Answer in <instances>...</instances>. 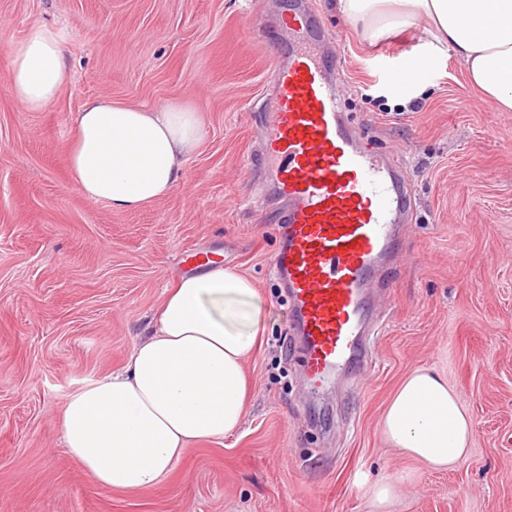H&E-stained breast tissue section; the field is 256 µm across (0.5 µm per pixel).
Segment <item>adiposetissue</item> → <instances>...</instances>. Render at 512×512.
I'll use <instances>...</instances> for the list:
<instances>
[{
  "instance_id": "obj_1",
  "label": "adipose tissue",
  "mask_w": 512,
  "mask_h": 512,
  "mask_svg": "<svg viewBox=\"0 0 512 512\" xmlns=\"http://www.w3.org/2000/svg\"><path fill=\"white\" fill-rule=\"evenodd\" d=\"M370 42L417 27L424 64L454 56L500 111L512 112V0H336ZM69 80L56 29L31 26L10 48V89L24 108L53 101ZM201 140L195 112L87 101L71 128L67 165L84 197L129 211L180 184ZM265 316L254 284L217 264L179 277L155 310L150 333L125 364L65 399L60 428L69 454L103 490L136 493L166 481L186 449L218 442L243 423L246 362ZM387 444L435 469L468 450L472 419L447 380L417 368L384 412Z\"/></svg>"
}]
</instances>
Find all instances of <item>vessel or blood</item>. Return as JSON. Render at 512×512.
Listing matches in <instances>:
<instances>
[{
    "label": "vessel or blood",
    "instance_id": "obj_1",
    "mask_svg": "<svg viewBox=\"0 0 512 512\" xmlns=\"http://www.w3.org/2000/svg\"><path fill=\"white\" fill-rule=\"evenodd\" d=\"M271 35L281 53L259 158L281 193L283 245L271 265L288 293L303 371L317 386L372 360L367 290L392 270L411 193L402 165L347 121L330 79L338 61L321 50L329 33L302 0Z\"/></svg>",
    "mask_w": 512,
    "mask_h": 512
}]
</instances>
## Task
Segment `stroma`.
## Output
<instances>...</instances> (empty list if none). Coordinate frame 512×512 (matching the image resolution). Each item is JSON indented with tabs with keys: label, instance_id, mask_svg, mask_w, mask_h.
I'll list each match as a JSON object with an SVG mask.
<instances>
[{
	"label": "stroma",
	"instance_id": "35a3bbf8",
	"mask_svg": "<svg viewBox=\"0 0 512 512\" xmlns=\"http://www.w3.org/2000/svg\"><path fill=\"white\" fill-rule=\"evenodd\" d=\"M332 34L345 109L404 166L413 216L379 289L365 375L340 368L311 390L269 261L281 242L275 183L252 174L275 49L254 0H0V512H369L368 490L404 475L391 512H512V112L435 62L400 102L387 80L415 31L369 44L331 0H304ZM58 30L69 84L38 111L9 89V48ZM177 103L202 139L181 184L146 208L92 203L66 162L83 104ZM220 261L251 279L265 313L246 370L245 420L188 448L135 494L101 490L64 448L66 396L124 364L177 276ZM432 367L473 422L468 455L435 471L389 448L384 410L404 376Z\"/></svg>",
	"mask_w": 512,
	"mask_h": 512
}]
</instances>
